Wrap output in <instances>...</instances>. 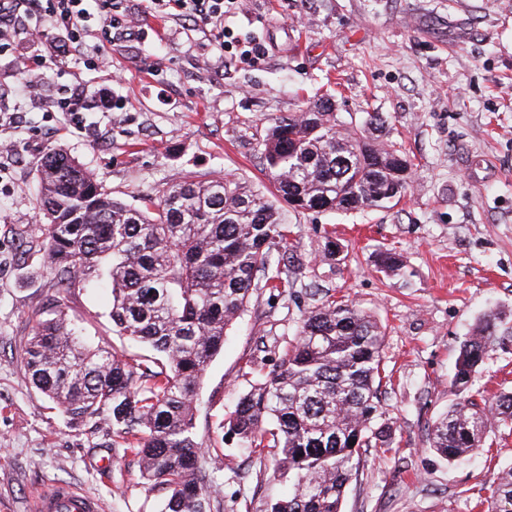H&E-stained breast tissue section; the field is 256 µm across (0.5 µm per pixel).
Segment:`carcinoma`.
<instances>
[{
	"label": "carcinoma",
	"mask_w": 512,
	"mask_h": 512,
	"mask_svg": "<svg viewBox=\"0 0 512 512\" xmlns=\"http://www.w3.org/2000/svg\"><path fill=\"white\" fill-rule=\"evenodd\" d=\"M329 94L307 113L270 119L260 162L277 196L296 211L354 212L405 197L412 160L403 143L369 138L385 124L337 129ZM39 243L61 288L105 280L112 332L148 345L154 356L126 358L86 343L59 299L39 317L17 361L25 380L77 429L91 426L113 448L138 457L141 477L164 491V512H220L215 468L195 434L196 389L251 294L282 295L293 270L292 230L277 201L224 176L186 179L140 206L112 195L61 148L38 169ZM398 276L400 254L378 256ZM512 339L498 313L485 315L461 343L453 384L461 397L429 435L451 462L484 448L496 420L512 424V392L480 407L468 394L489 352ZM383 331L347 299L327 295L307 311L279 368L251 386L224 420L245 448H269L273 477L288 492L267 512H342L346 489L371 448L392 451L383 421ZM490 512H512V469L490 495Z\"/></svg>",
	"instance_id": "carcinoma-1"
}]
</instances>
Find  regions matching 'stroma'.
<instances>
[{"label": "stroma", "instance_id": "stroma-1", "mask_svg": "<svg viewBox=\"0 0 512 512\" xmlns=\"http://www.w3.org/2000/svg\"><path fill=\"white\" fill-rule=\"evenodd\" d=\"M223 42L159 17L140 31L96 34L103 61L64 51L34 14L0 56V108L20 120L0 129L16 150L0 159V512H33L35 497L66 484L102 512H161L136 457L69 428L24 378L17 353L36 311L58 290L36 251L41 234L38 166L65 149L131 205L187 178L228 174L265 196L258 159L270 118L332 94L339 121L387 118L404 142L409 188L392 208L289 213L287 296L254 291L248 310L208 367L195 397L196 428L213 458L224 512H265L283 492L219 424L250 383L273 371L304 312L326 291L372 313L384 331L391 385L381 395L395 453H371L343 512H486L482 502L512 468V428L492 423L489 454L448 463L428 448L433 423L458 399L461 342L478 319L512 309V0H242ZM264 53L244 57L252 43ZM45 68L38 93L19 94L24 69ZM109 89L110 109L70 118L43 102L70 89ZM340 246L323 255L327 237ZM392 249L406 274L374 263ZM103 288H75L68 314L88 342L149 356L114 335ZM512 391V342L493 351L473 381L486 399ZM109 471L98 467L100 459Z\"/></svg>", "mask_w": 512, "mask_h": 512}]
</instances>
